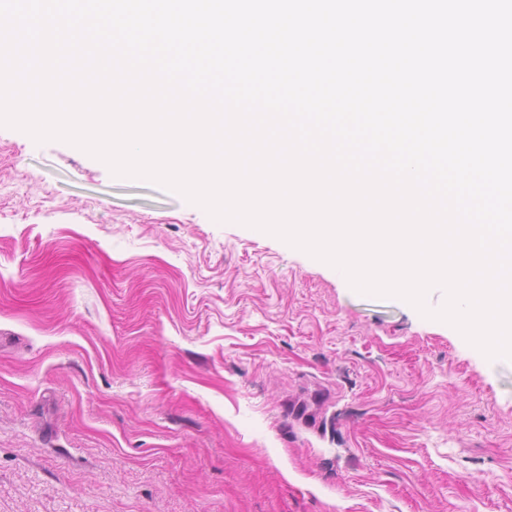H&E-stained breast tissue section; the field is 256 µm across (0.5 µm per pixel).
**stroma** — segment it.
Masks as SVG:
<instances>
[{"label":"stroma","mask_w":512,"mask_h":512,"mask_svg":"<svg viewBox=\"0 0 512 512\" xmlns=\"http://www.w3.org/2000/svg\"><path fill=\"white\" fill-rule=\"evenodd\" d=\"M0 512H512V363L0 127Z\"/></svg>","instance_id":"35a3bbf8"}]
</instances>
